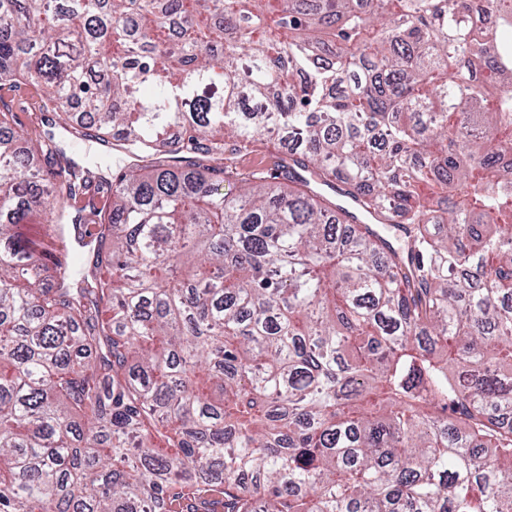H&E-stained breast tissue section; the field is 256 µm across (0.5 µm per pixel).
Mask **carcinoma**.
I'll return each mask as SVG.
<instances>
[{
    "instance_id": "1",
    "label": "carcinoma",
    "mask_w": 512,
    "mask_h": 512,
    "mask_svg": "<svg viewBox=\"0 0 512 512\" xmlns=\"http://www.w3.org/2000/svg\"><path fill=\"white\" fill-rule=\"evenodd\" d=\"M27 84L0 512H512V0H0ZM0 94L14 98L13 112L16 115L17 127L24 130L32 138L42 135L39 116L41 111V90L34 85H24L19 91H9L3 88ZM61 146L77 164L94 173L108 176L113 169L124 166L125 158L119 150L105 151L94 142L69 136L62 139ZM275 153V147L268 145L267 148H261L253 153L242 156L236 162L238 172L242 174V177L247 176L254 170L271 172Z\"/></svg>"
}]
</instances>
